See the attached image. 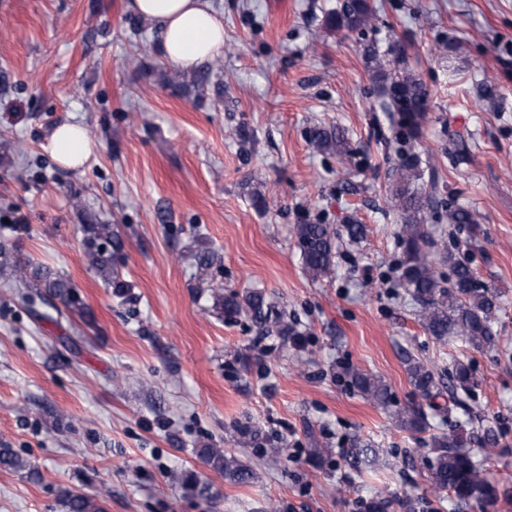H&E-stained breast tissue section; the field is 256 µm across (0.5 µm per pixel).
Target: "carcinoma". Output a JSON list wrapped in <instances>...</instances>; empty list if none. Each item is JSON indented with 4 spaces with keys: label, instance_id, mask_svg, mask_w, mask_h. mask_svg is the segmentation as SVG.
Returning <instances> with one entry per match:
<instances>
[{
    "label": "carcinoma",
    "instance_id": "obj_1",
    "mask_svg": "<svg viewBox=\"0 0 512 512\" xmlns=\"http://www.w3.org/2000/svg\"><path fill=\"white\" fill-rule=\"evenodd\" d=\"M374 14L370 0H344L340 9L327 15L326 23L332 30L359 29L369 24ZM376 75L381 83L382 107L395 119L398 136L396 160L391 168L390 209L397 215L398 236L403 250L399 264V282L404 291L419 305V321L426 333L444 342L459 338L478 348L496 344L492 326V313L496 308L497 294L478 284L476 272L469 265L453 256L444 261L453 267V278L446 281L437 271L431 249L434 241L426 224V213L434 208L433 193L425 194L415 188L422 176L418 158L406 151L405 145L416 138L428 120V95L416 75L398 60V67L386 69L377 55ZM311 143L319 151L338 156L350 153L345 133L339 129L317 127L311 133ZM83 245L90 265L107 281H112L113 266L123 251L124 242L112 231L110 224L83 225ZM340 232L331 224L310 223L294 226L295 245L302 259L304 270L314 280L330 276L336 265V239ZM0 270L8 272L21 283L33 281L44 289V295L59 301L71 314L84 317L87 307L71 280L56 275L40 266H33L13 256L11 250L0 243ZM213 307L227 318L242 313L262 329L274 330L280 336L298 342L293 326L285 322L266 294L249 291L243 295L224 294V287L212 289ZM403 364L414 389L424 398L433 397L443 379H448L452 400L458 405L467 399L478 386L470 366L462 360L454 362L446 374L424 364L416 357L405 354ZM343 378L365 400L377 406L390 401V389L382 378L343 368ZM397 427L410 434L422 433L428 427L422 408L414 406L395 416ZM478 439L485 448L499 445L498 429L489 424H479ZM467 440L454 431L431 437L432 456L428 467L427 482L437 492H449L460 505L475 506L479 512H497L498 503L509 497V490L489 479L482 464L465 449ZM200 454L206 464L238 484H247L256 478L253 468L234 456H227L219 448H203ZM344 464L357 472L373 467L377 452L367 441L356 439L342 456ZM0 468L28 471L30 464L8 445L0 446ZM182 489L192 495L208 491L198 474L186 471L181 479ZM67 512H102L101 506L90 496L71 490L62 491ZM393 501L379 496L361 502L363 512H391Z\"/></svg>",
    "mask_w": 512,
    "mask_h": 512
}]
</instances>
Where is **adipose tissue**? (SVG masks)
<instances>
[{
  "label": "adipose tissue",
  "mask_w": 512,
  "mask_h": 512,
  "mask_svg": "<svg viewBox=\"0 0 512 512\" xmlns=\"http://www.w3.org/2000/svg\"><path fill=\"white\" fill-rule=\"evenodd\" d=\"M127 11L160 27L164 56L184 68L203 64L224 49V15L210 0H126ZM56 160L77 167L90 156L93 143L75 124L58 126L52 134Z\"/></svg>",
  "instance_id": "adipose-tissue-1"
}]
</instances>
